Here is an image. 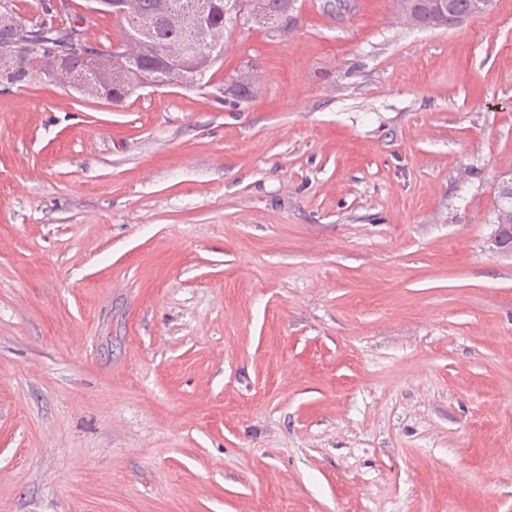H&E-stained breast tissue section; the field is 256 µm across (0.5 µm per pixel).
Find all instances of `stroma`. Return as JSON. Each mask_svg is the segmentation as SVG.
I'll list each match as a JSON object with an SVG mask.
<instances>
[{"mask_svg":"<svg viewBox=\"0 0 512 512\" xmlns=\"http://www.w3.org/2000/svg\"><path fill=\"white\" fill-rule=\"evenodd\" d=\"M342 2L197 86L0 84V512H512V0ZM494 0H469L467 10L462 13H451L448 27L459 25L471 17L484 15L492 11ZM499 197L501 199V204L498 207L497 214V223L500 224V228L496 231L493 239L491 240L493 249L500 252H512V240L507 243L504 242V239L510 238L512 236V197L511 203L507 199H503L499 193ZM502 221L505 224H502ZM509 224V225H506Z\"/></svg>","mask_w":512,"mask_h":512,"instance_id":"obj_1","label":"stroma"}]
</instances>
